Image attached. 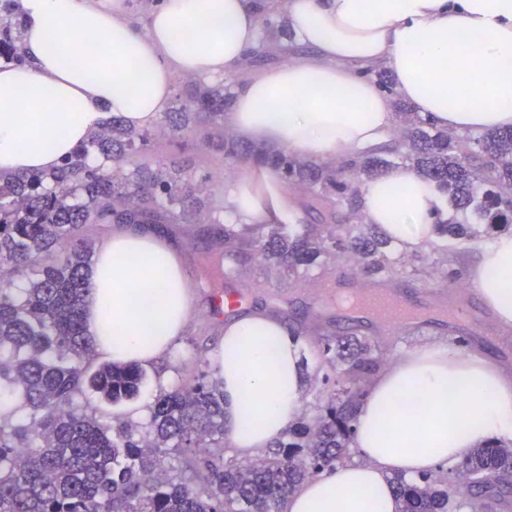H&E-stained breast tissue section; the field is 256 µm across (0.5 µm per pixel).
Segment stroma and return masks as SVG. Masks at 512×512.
<instances>
[{"instance_id":"obj_1","label":"stroma","mask_w":512,"mask_h":512,"mask_svg":"<svg viewBox=\"0 0 512 512\" xmlns=\"http://www.w3.org/2000/svg\"><path fill=\"white\" fill-rule=\"evenodd\" d=\"M147 159L153 164L178 165L198 179L212 177L208 203L219 211L224 208V185L215 181V174L230 168L235 177L240 178L247 172L241 165L227 166L220 154L205 150L190 136L153 140ZM159 236L178 253L188 273L194 296L193 312L175 348L145 367V381L137 398L112 406L91 398V405L104 415L142 421L143 411L152 406L160 389L181 385L198 371H212L210 353L223 337L225 325L243 316L260 312L288 322L293 315L300 314L307 324L320 325L326 333L352 325L350 310L333 303L322 307L316 300L320 284L333 282L335 273L313 272L308 277L292 280L253 268L228 282L224 279L228 266L224 259V241L216 227L167 224L160 229ZM464 303L471 316L484 323L478 334H469L466 327L450 324L447 313L437 310L430 314L429 324L393 328L379 322L373 324L366 336L379 345L387 364L417 345L441 338L451 344L466 340L472 353L512 368V330L498 327L477 294L467 293Z\"/></svg>"}]
</instances>
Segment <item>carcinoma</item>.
Masks as SVG:
<instances>
[{"label": "carcinoma", "mask_w": 512, "mask_h": 512, "mask_svg": "<svg viewBox=\"0 0 512 512\" xmlns=\"http://www.w3.org/2000/svg\"><path fill=\"white\" fill-rule=\"evenodd\" d=\"M282 5L268 2L261 44L281 45ZM15 0H0V58L22 62ZM224 85L194 80L165 113L163 134L192 131L224 160L266 171L306 194L302 207L321 224H226L206 207L208 179L179 167L138 162L154 133L112 118L47 174L0 173V269L29 270L28 286L0 283V512H285L288 495L328 473L351 445L363 381L380 367L378 346L356 334L324 336L318 353L331 385L322 404L303 415L255 458L226 459L224 390L201 371L162 390L149 419L104 422L79 399L91 391L111 404L135 398L144 374L135 364L103 362L84 306L92 293V247L84 224H220L224 278L251 267L303 278L348 260L366 273L403 268L397 246L365 224L355 198L361 183L388 164L360 153L313 162L262 144L239 141L220 125ZM396 159L431 181L452 213L438 220L441 240L470 243L512 230V130L453 135L398 103ZM477 225L470 224V218ZM68 244L65 255L60 246ZM463 481L433 475L391 484L399 512H452L458 497L471 506L512 508V448L490 444L458 467Z\"/></svg>", "instance_id": "cac0c4a2"}]
</instances>
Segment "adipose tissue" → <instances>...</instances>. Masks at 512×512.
I'll return each instance as SVG.
<instances>
[{"mask_svg":"<svg viewBox=\"0 0 512 512\" xmlns=\"http://www.w3.org/2000/svg\"><path fill=\"white\" fill-rule=\"evenodd\" d=\"M16 5L24 61L0 62V171L8 173L54 170L115 116L134 128L153 125L175 74L233 76L261 45L251 0H159L142 30L119 0ZM285 18L304 55L235 89L224 123L243 140L317 161L384 153L398 99L451 132L512 127V0H287ZM79 33L91 40L78 50ZM383 69L392 90L374 78ZM360 195L366 223L401 249L434 239L439 198L412 169L390 167L365 180ZM224 211L238 224L269 216L243 180L228 183ZM466 275L501 329L512 330V233L480 243ZM90 278L84 323L100 353L141 365L174 348L193 300L166 241L123 230L101 247ZM211 362L232 447H268L299 414L305 383L287 325L241 317ZM410 394L424 410L416 428L398 405ZM503 437L512 438V373L459 348H416L369 385L353 437L363 463L304 483L287 512H397L391 476L435 472Z\"/></svg>","mask_w":512,"mask_h":512,"instance_id":"1","label":"adipose tissue"}]
</instances>
